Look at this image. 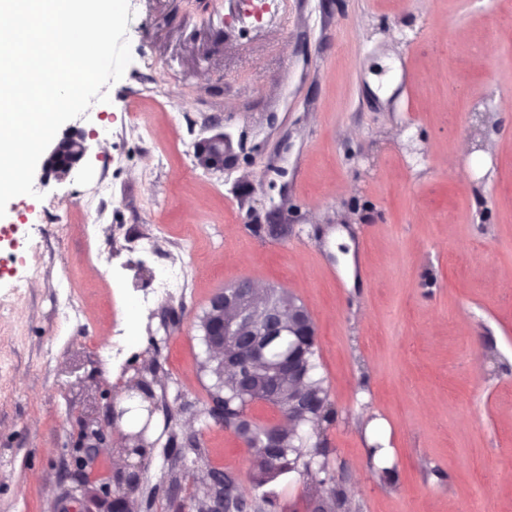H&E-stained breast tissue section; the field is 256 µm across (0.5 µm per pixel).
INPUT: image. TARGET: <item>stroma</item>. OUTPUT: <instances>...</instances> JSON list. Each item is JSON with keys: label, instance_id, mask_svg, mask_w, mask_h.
<instances>
[{"label": "stroma", "instance_id": "35a3bbf8", "mask_svg": "<svg viewBox=\"0 0 512 512\" xmlns=\"http://www.w3.org/2000/svg\"><path fill=\"white\" fill-rule=\"evenodd\" d=\"M129 3L123 78L59 130L86 157L62 180L36 169L39 199L0 218V512H56L85 424L139 373L159 404L144 488L170 433H193L199 469L255 496L242 441L201 415L198 318L242 277L314 319L354 512H512V0ZM215 123L237 155L221 171L194 159ZM175 260L187 288L147 299ZM266 490L309 510L298 473Z\"/></svg>", "mask_w": 512, "mask_h": 512}]
</instances>
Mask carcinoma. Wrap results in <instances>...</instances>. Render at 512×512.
I'll list each match as a JSON object with an SVG mask.
<instances>
[{"label": "carcinoma", "instance_id": "carcinoma-1", "mask_svg": "<svg viewBox=\"0 0 512 512\" xmlns=\"http://www.w3.org/2000/svg\"><path fill=\"white\" fill-rule=\"evenodd\" d=\"M296 349L292 336H274L265 349V360L269 365L288 358V353ZM317 337L306 343L301 350L303 377L297 382L283 378L274 394L267 389L263 369L254 365L248 355H243L241 365L255 370L253 385L245 391L234 373L225 369L221 359L207 357L202 371L210 376L212 384L208 396L224 399L223 423L234 425V433L241 439L250 438L249 448L253 479L261 488L279 476L297 472L306 478L313 499L329 503L333 512H352V503L345 490L336 483L324 457L326 450L320 439L322 425L333 420L330 391L324 378L317 375ZM253 403H265L275 407L280 413L290 414L287 425H279V447L267 446L266 433L270 425L260 424L247 415V408ZM172 448L169 453L178 456L180 468H168L166 472L167 491L171 501L177 500V493L183 486L190 489L189 499L193 508L203 510L207 506L210 475H196L193 467L195 458L201 455V448L193 441L189 447L179 448L175 438H170ZM142 486L119 488L112 496V512H135L143 506L151 508L155 491H150L146 499L140 501L136 494ZM274 506L272 499L262 496L258 499L242 496L233 500V512H261L263 507Z\"/></svg>", "mask_w": 512, "mask_h": 512}]
</instances>
